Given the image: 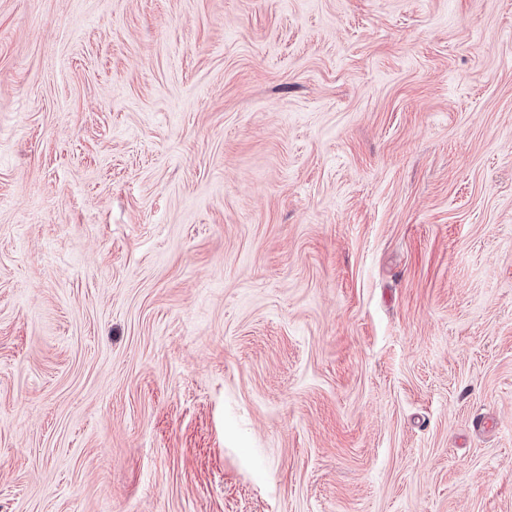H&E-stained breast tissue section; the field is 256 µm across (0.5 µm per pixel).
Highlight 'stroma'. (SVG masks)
<instances>
[{"label": "stroma", "instance_id": "stroma-1", "mask_svg": "<svg viewBox=\"0 0 512 512\" xmlns=\"http://www.w3.org/2000/svg\"><path fill=\"white\" fill-rule=\"evenodd\" d=\"M0 512H512V0H0Z\"/></svg>", "mask_w": 512, "mask_h": 512}]
</instances>
